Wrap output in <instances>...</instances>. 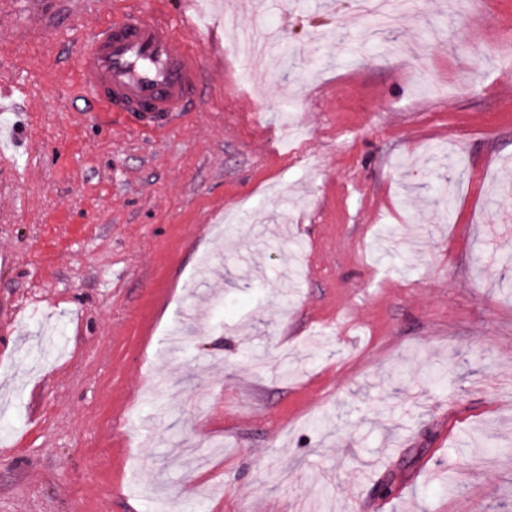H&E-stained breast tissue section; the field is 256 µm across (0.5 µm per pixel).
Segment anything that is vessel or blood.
Segmentation results:
<instances>
[{
  "label": "vessel or blood",
  "mask_w": 512,
  "mask_h": 512,
  "mask_svg": "<svg viewBox=\"0 0 512 512\" xmlns=\"http://www.w3.org/2000/svg\"><path fill=\"white\" fill-rule=\"evenodd\" d=\"M193 0L169 19L160 0H125L100 22L76 57L75 93L100 116L160 137L194 109L205 66L193 35Z\"/></svg>",
  "instance_id": "vessel-or-blood-1"
}]
</instances>
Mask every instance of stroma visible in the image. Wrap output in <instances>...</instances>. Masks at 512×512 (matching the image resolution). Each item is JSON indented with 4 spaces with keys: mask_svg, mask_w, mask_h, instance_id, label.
Masks as SVG:
<instances>
[{
    "mask_svg": "<svg viewBox=\"0 0 512 512\" xmlns=\"http://www.w3.org/2000/svg\"><path fill=\"white\" fill-rule=\"evenodd\" d=\"M111 7L0 0V512L511 503L512 0H198L159 138L72 96Z\"/></svg>",
    "mask_w": 512,
    "mask_h": 512,
    "instance_id": "stroma-1",
    "label": "stroma"
}]
</instances>
